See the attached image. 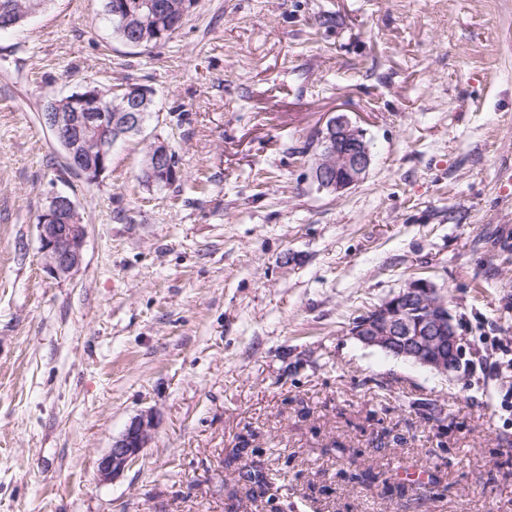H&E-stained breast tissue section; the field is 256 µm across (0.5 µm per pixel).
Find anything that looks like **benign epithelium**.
Returning <instances> with one entry per match:
<instances>
[{"mask_svg":"<svg viewBox=\"0 0 512 512\" xmlns=\"http://www.w3.org/2000/svg\"><path fill=\"white\" fill-rule=\"evenodd\" d=\"M64 112H54L47 126L64 148L69 163L89 182L98 180L112 163V138L98 132L112 129L118 121L128 124L138 113L124 118L112 115L107 93L88 84L68 98ZM372 164L371 147L364 130L345 113L330 117L314 143L312 180L317 189L344 193L361 183ZM46 271L67 278L83 262L86 225L69 195L58 193L41 213L38 223ZM351 334L366 347L378 348L406 361L420 364L442 375L460 377L461 362L455 349L462 346L448 309L447 295L427 279L407 282L397 293L361 317ZM153 412L143 411L129 422L123 433L100 458V480L122 475L140 457L156 429Z\"/></svg>","mask_w":512,"mask_h":512,"instance_id":"benign-epithelium-1","label":"benign epithelium"}]
</instances>
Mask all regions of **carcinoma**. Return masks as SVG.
I'll use <instances>...</instances> for the list:
<instances>
[{
  "label": "carcinoma",
  "mask_w": 512,
  "mask_h": 512,
  "mask_svg": "<svg viewBox=\"0 0 512 512\" xmlns=\"http://www.w3.org/2000/svg\"><path fill=\"white\" fill-rule=\"evenodd\" d=\"M123 0H104V13L112 22V34L120 41L132 47H158L167 42L173 32L180 28L193 11L196 0H145L147 6L138 14L128 15L122 8ZM143 182L148 185L156 181H165L169 185L177 176L166 173L161 176L150 164H144L141 171ZM241 480L264 490L267 486L264 471L257 465H245L238 471Z\"/></svg>",
  "instance_id": "carcinoma-1"
}]
</instances>
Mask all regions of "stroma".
<instances>
[{"label":"stroma","mask_w":512,"mask_h":512,"mask_svg":"<svg viewBox=\"0 0 512 512\" xmlns=\"http://www.w3.org/2000/svg\"><path fill=\"white\" fill-rule=\"evenodd\" d=\"M90 82L155 101L94 182L43 120ZM334 112L373 153L340 195L311 179ZM58 192L87 226L65 279L37 229ZM412 278L447 292L463 380L351 336ZM511 356L512 0H197L148 49L103 0H48L0 34V512H512ZM156 425L155 415L149 410L132 418L123 433L112 441V446L100 458L97 466L100 480L112 481L133 465L152 440Z\"/></svg>","instance_id":"stroma-1"}]
</instances>
